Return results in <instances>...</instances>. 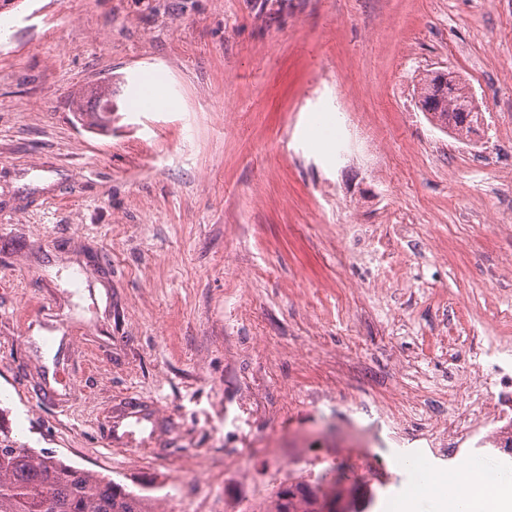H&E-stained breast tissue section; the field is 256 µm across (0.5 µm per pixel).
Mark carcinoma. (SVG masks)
<instances>
[{
  "instance_id": "carcinoma-1",
  "label": "carcinoma",
  "mask_w": 512,
  "mask_h": 512,
  "mask_svg": "<svg viewBox=\"0 0 512 512\" xmlns=\"http://www.w3.org/2000/svg\"><path fill=\"white\" fill-rule=\"evenodd\" d=\"M414 91L417 103L430 107L425 118L468 137L482 119V110L469 85L457 76L439 91L438 70L419 75ZM112 81L94 94L96 120L85 121L83 98H76L75 119L96 127L112 121ZM320 480L298 481L279 489L273 507L265 512H324ZM147 497L92 471L74 467L43 450L26 447L10 436H0V512H150Z\"/></svg>"
}]
</instances>
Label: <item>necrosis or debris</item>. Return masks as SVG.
Returning a JSON list of instances; mask_svg holds the SVG:
<instances>
[{"mask_svg":"<svg viewBox=\"0 0 512 512\" xmlns=\"http://www.w3.org/2000/svg\"><path fill=\"white\" fill-rule=\"evenodd\" d=\"M448 348L464 352L461 369L448 381V399L460 409L425 437L437 448H484L512 439V338L452 336Z\"/></svg>","mask_w":512,"mask_h":512,"instance_id":"1","label":"necrosis or debris"}]
</instances>
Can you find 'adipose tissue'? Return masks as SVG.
Instances as JSON below:
<instances>
[{
	"instance_id": "adipose-tissue-1",
	"label": "adipose tissue",
	"mask_w": 512,
	"mask_h": 512,
	"mask_svg": "<svg viewBox=\"0 0 512 512\" xmlns=\"http://www.w3.org/2000/svg\"><path fill=\"white\" fill-rule=\"evenodd\" d=\"M408 497V512H418L425 499L434 501L438 512H512V488L465 469L442 481L420 476Z\"/></svg>"
}]
</instances>
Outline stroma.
<instances>
[{
	"mask_svg": "<svg viewBox=\"0 0 512 512\" xmlns=\"http://www.w3.org/2000/svg\"><path fill=\"white\" fill-rule=\"evenodd\" d=\"M442 67L483 109L469 138L416 107ZM144 70L173 107L126 111ZM107 77L111 129L81 127ZM506 309L512 0L0 4V429L28 447L153 512L317 477L331 512H385L410 459L477 456L415 433L451 411L448 332ZM130 391L164 420L112 450L97 414Z\"/></svg>",
	"mask_w": 512,
	"mask_h": 512,
	"instance_id": "stroma-1",
	"label": "stroma"
}]
</instances>
